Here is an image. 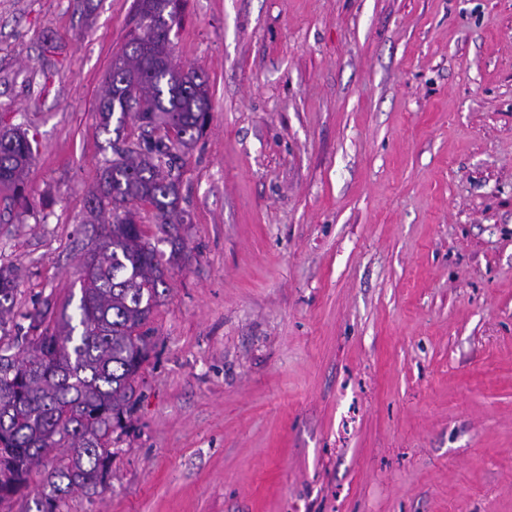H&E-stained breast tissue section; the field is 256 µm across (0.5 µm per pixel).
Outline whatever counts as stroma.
<instances>
[{
  "label": "stroma",
  "instance_id": "35a3bbf8",
  "mask_svg": "<svg viewBox=\"0 0 512 512\" xmlns=\"http://www.w3.org/2000/svg\"><path fill=\"white\" fill-rule=\"evenodd\" d=\"M134 0H0L15 313L79 290ZM211 119L108 487L59 512H512V0H185ZM32 162L26 131L18 126L0 130V187L11 191L3 199L13 206L23 198L24 179Z\"/></svg>",
  "mask_w": 512,
  "mask_h": 512
}]
</instances>
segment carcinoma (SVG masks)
Returning a JSON list of instances; mask_svg holds the SVG:
<instances>
[{
  "label": "carcinoma",
  "instance_id": "cac0c4a2",
  "mask_svg": "<svg viewBox=\"0 0 512 512\" xmlns=\"http://www.w3.org/2000/svg\"><path fill=\"white\" fill-rule=\"evenodd\" d=\"M126 50L109 72L99 111L104 123H138L135 142L112 143L91 194L89 215L101 238L82 265L80 298L46 324L50 302L20 314L22 336H0V500L29 488L35 467L56 448L65 457L44 472L36 512H58L69 494L95 495L111 474L112 431L128 412L151 350L148 323L167 291L166 267L184 258L171 222L180 202V152L203 135L211 104L206 80L173 61L171 33L180 0H135ZM33 162L26 131L0 130V187L14 205ZM155 211L154 237L136 220ZM171 245L169 257L153 241ZM18 277L0 267V330L14 318Z\"/></svg>",
  "mask_w": 512,
  "mask_h": 512
}]
</instances>
